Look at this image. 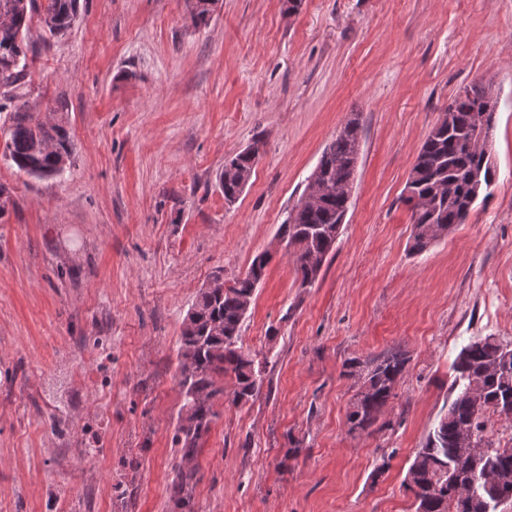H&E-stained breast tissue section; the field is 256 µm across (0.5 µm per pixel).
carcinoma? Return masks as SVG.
I'll return each mask as SVG.
<instances>
[{"label":"carcinoma","mask_w":512,"mask_h":512,"mask_svg":"<svg viewBox=\"0 0 512 512\" xmlns=\"http://www.w3.org/2000/svg\"><path fill=\"white\" fill-rule=\"evenodd\" d=\"M211 0H197L191 13L194 26L207 25ZM79 0H0V88H11L28 74L29 45L26 34L33 14H40L46 32L54 37L67 32L78 14ZM485 87L472 85L448 106L450 124H436L428 133L409 174L415 196L432 200L427 209L411 204L413 231L409 251L421 254L448 234L455 224L465 223L472 206L470 177L482 172L481 191L494 182L492 166L485 155L466 146L478 121V102ZM0 112L8 115L4 155L17 168L37 178L60 175L71 161L73 144L65 121L47 124L33 112L12 106V99H0ZM256 149H247L224 162L219 181L224 200L234 203L249 182ZM360 149L350 125H345L323 151L311 173L345 187L352 183ZM351 197L331 191L314 206L296 205L278 229L285 249L293 251L301 286L317 281L327 256L334 250L348 214ZM269 262L265 253L257 255L247 273L225 289L211 288L200 293L187 313L178 342L181 362L180 385L184 404L172 437L181 462L175 465L173 481L176 506L192 510V492L198 469L190 465L205 442L217 417L214 402L224 395L216 377L233 380L232 402L236 405L256 398L263 386L268 360L244 348L242 325L251 308L256 286ZM410 360L407 352L395 348L373 358L352 357L344 362L347 375L356 379L359 405L347 415L349 430L368 431L377 424ZM453 370L461 389L440 417L426 442L410 464L404 485L413 492L415 512H475L472 498H462L458 489L473 485L486 472L497 483L477 485L485 501L483 512H499L512 504V440L497 447L485 440L484 432L492 417L512 420V343L495 336L477 337L463 346ZM467 428L487 451L474 458L460 446V432Z\"/></svg>","instance_id":"cac0c4a2"}]
</instances>
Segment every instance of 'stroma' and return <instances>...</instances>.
I'll use <instances>...</instances> for the list:
<instances>
[{
	"mask_svg": "<svg viewBox=\"0 0 512 512\" xmlns=\"http://www.w3.org/2000/svg\"><path fill=\"white\" fill-rule=\"evenodd\" d=\"M193 2L80 0L51 40L30 24L10 94L64 119L74 153L53 178L0 155V512H175L182 322L215 273L265 252L242 341L269 365L247 404L224 384L197 512H414L403 480L455 357L477 336L512 342V0H216L201 27ZM473 84L497 100L491 195L410 253L405 183ZM353 117L349 213L304 288L278 229ZM253 146L227 203L224 160ZM395 347L410 360L388 428L349 434L344 361Z\"/></svg>",
	"mask_w": 512,
	"mask_h": 512,
	"instance_id": "35a3bbf8",
	"label": "stroma"
}]
</instances>
